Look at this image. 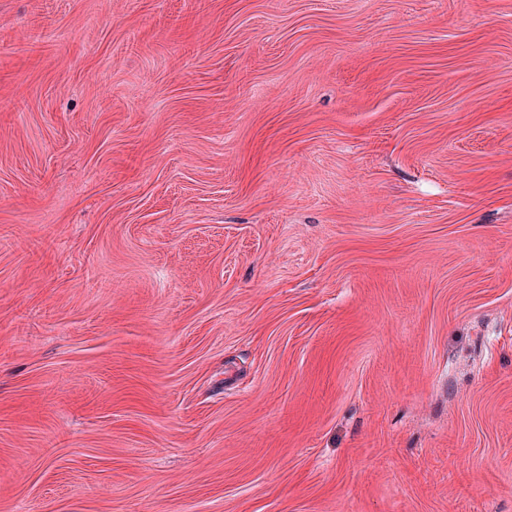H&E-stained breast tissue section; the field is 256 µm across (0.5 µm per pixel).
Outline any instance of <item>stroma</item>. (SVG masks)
<instances>
[{"label":"stroma","instance_id":"obj_1","mask_svg":"<svg viewBox=\"0 0 512 512\" xmlns=\"http://www.w3.org/2000/svg\"><path fill=\"white\" fill-rule=\"evenodd\" d=\"M0 512H512V0H0Z\"/></svg>","mask_w":512,"mask_h":512}]
</instances>
